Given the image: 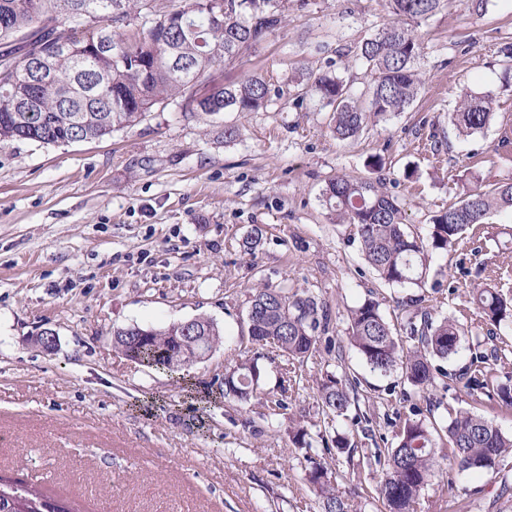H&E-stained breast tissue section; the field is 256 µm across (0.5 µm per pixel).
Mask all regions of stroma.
<instances>
[{
  "label": "stroma",
  "instance_id": "stroma-1",
  "mask_svg": "<svg viewBox=\"0 0 512 512\" xmlns=\"http://www.w3.org/2000/svg\"><path fill=\"white\" fill-rule=\"evenodd\" d=\"M389 15L385 0H288L278 31L226 64L225 79L258 73L281 95L259 112H228L223 124L175 107L150 113L111 136L71 143H0V472L79 504L82 512H318L306 480L308 455L324 453L316 380L325 371L359 379L369 433L352 457H339L341 491L359 512H380L377 442L391 424L428 418L408 396L402 370L371 372L347 341V310L372 299L401 345L409 309L422 292L433 319L453 316L464 330L456 354L437 361L431 390L448 408L464 407L512 434V407L495 393L466 397L453 372L465 367L487 324L476 289L512 294V216L468 228L454 249L434 252L422 289L380 282L361 258L353 226L331 223L322 202L327 178L367 175L385 160L386 188L411 231L428 236L437 211L457 203L476 178L512 182V0L444 5L417 27L415 67L423 86L407 111L386 117L358 139L340 141L329 110L297 101L306 73L368 81L344 50L373 34ZM493 89L495 122L459 137L448 114L465 89ZM255 254L240 248L253 227ZM265 284L311 293L330 307L336 353L304 364L287 408L224 400L226 360L246 354L248 300ZM199 315L222 332L209 358L176 371L127 360L114 330L161 328ZM53 329L58 345L31 342ZM210 398L188 397L185 383ZM307 412L311 451L289 438L297 409ZM417 512H512V457L480 476L440 467Z\"/></svg>",
  "mask_w": 512,
  "mask_h": 512
}]
</instances>
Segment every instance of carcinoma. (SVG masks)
<instances>
[{
    "mask_svg": "<svg viewBox=\"0 0 512 512\" xmlns=\"http://www.w3.org/2000/svg\"><path fill=\"white\" fill-rule=\"evenodd\" d=\"M151 0H0V142L31 140L43 144L81 142L138 125L148 114L170 105L193 115L220 119L226 112H257L280 90L262 76L246 75L215 87L202 110L189 105L188 84L210 78L224 65L280 29L288 0H184L178 9L156 15L150 24L134 20ZM441 0H386L393 19L351 48L348 66L369 71L366 88L356 92L338 75L310 73L303 90L331 109L336 138H355L387 115L403 112L417 96L422 80L414 69L421 39L405 25L433 15ZM66 38L67 48L58 46ZM495 96L464 92L448 112V122L465 136L482 132L494 119ZM336 224L355 226L361 254L387 284L421 286L429 253L456 246L469 226L495 213L512 212V183L477 184L461 200L431 218L429 237L410 231L405 214L386 190L383 178L338 174L322 191ZM419 295L404 305L420 323L409 321L417 344L404 349L394 337L379 304L367 300L348 312V341L371 371L396 368L425 394L435 385V359L458 351L461 329L452 317L436 322ZM474 302L487 324L512 321V297L482 288ZM330 321L328 305L313 294L258 287L249 300L247 341L261 348L274 340L282 358L276 391L262 386L257 359L224 365L222 395L238 402L286 407L300 384L297 369L316 356ZM113 346L126 359L173 371L204 360L221 342L217 323L205 316L163 328L131 325L113 332ZM505 362L506 350L472 353L470 364L454 374L466 394L489 387L482 365ZM322 413L334 423L357 400L355 382L328 372L317 382ZM392 447L375 453L381 468L375 493L385 512H415L416 501L439 466V443L446 435L448 460L460 472H495L512 454V434L466 409L431 421L406 419L392 424ZM340 453L357 447L352 431L334 432ZM307 480L319 512H352L337 488L331 465L309 459ZM0 512H76L68 501L0 474Z\"/></svg>",
    "mask_w": 512,
    "mask_h": 512,
    "instance_id": "carcinoma-1",
    "label": "carcinoma"
}]
</instances>
